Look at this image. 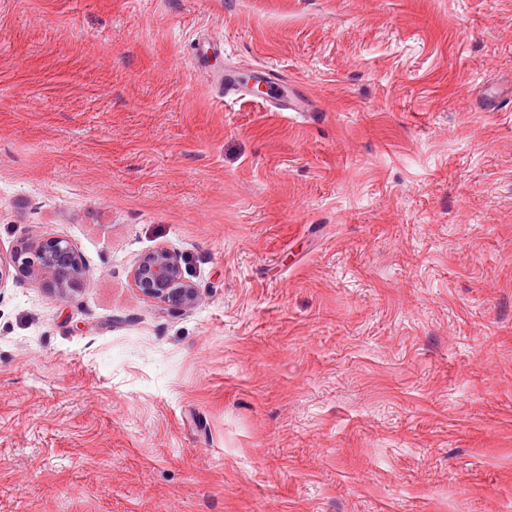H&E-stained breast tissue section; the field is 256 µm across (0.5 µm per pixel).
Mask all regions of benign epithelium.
Masks as SVG:
<instances>
[{"instance_id": "1", "label": "benign epithelium", "mask_w": 512, "mask_h": 512, "mask_svg": "<svg viewBox=\"0 0 512 512\" xmlns=\"http://www.w3.org/2000/svg\"><path fill=\"white\" fill-rule=\"evenodd\" d=\"M13 268L50 283L60 294L84 281L87 273L82 256L64 237L26 241L9 256L0 255V288ZM131 277L144 296L171 307L189 308L198 301V289L185 276L181 257L167 248L144 254Z\"/></svg>"}]
</instances>
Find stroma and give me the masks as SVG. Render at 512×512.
<instances>
[{
  "label": "stroma",
  "instance_id": "35a3bbf8",
  "mask_svg": "<svg viewBox=\"0 0 512 512\" xmlns=\"http://www.w3.org/2000/svg\"><path fill=\"white\" fill-rule=\"evenodd\" d=\"M307 96L219 100L191 64ZM512 0H0V512H512ZM166 247L197 304L143 296ZM221 51V43L209 38H200L193 48V57L198 70L208 74L204 69L205 62L210 56H216ZM11 268L28 271L36 279L50 283L59 294L75 288L87 273L82 256L64 237L26 241L8 257L0 253V288L8 281Z\"/></svg>",
  "mask_w": 512,
  "mask_h": 512
}]
</instances>
